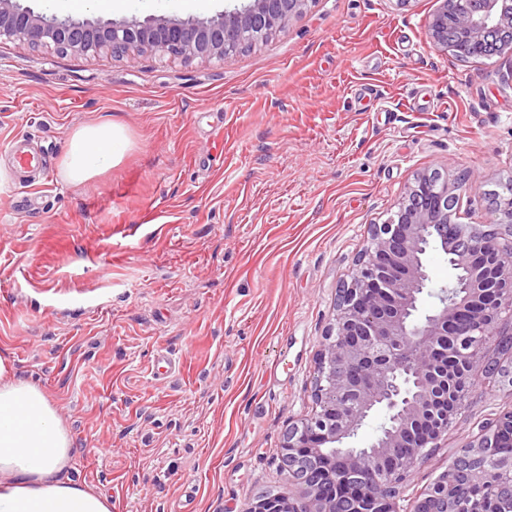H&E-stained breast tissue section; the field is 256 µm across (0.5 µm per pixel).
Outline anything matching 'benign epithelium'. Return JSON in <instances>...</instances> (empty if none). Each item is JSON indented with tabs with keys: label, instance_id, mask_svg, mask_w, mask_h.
Wrapping results in <instances>:
<instances>
[{
	"label": "benign epithelium",
	"instance_id": "benign-epithelium-1",
	"mask_svg": "<svg viewBox=\"0 0 512 512\" xmlns=\"http://www.w3.org/2000/svg\"><path fill=\"white\" fill-rule=\"evenodd\" d=\"M310 0H246L211 17L153 15L123 21L59 19L20 0H0V43L20 52L138 56L189 65H226L244 50L288 30ZM427 24L432 45L457 54L479 51L495 28L512 27V0H437ZM477 178L436 182L421 173L397 211L371 230L350 281L338 288L335 314L317 360L313 412L288 426L280 464L299 484L297 498L256 497L246 512H399L400 489L422 450L436 448L461 409L465 393L448 394L453 349L470 376L508 374L512 384V216L491 214L496 228L462 224L448 247V204ZM453 270L440 287V306L423 313L431 293L426 255L433 246ZM507 356L511 369L487 354ZM385 413L364 447L345 442L368 418ZM512 410L488 422L462 456L412 501L409 512H465L471 490L492 475L512 480Z\"/></svg>",
	"mask_w": 512,
	"mask_h": 512
}]
</instances>
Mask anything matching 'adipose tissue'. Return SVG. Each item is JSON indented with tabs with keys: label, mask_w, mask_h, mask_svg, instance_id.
<instances>
[{
	"label": "adipose tissue",
	"mask_w": 512,
	"mask_h": 512,
	"mask_svg": "<svg viewBox=\"0 0 512 512\" xmlns=\"http://www.w3.org/2000/svg\"><path fill=\"white\" fill-rule=\"evenodd\" d=\"M129 146L123 126L105 119L81 126L62 161L72 185L117 165ZM74 442L41 389L0 357V512H112L111 500L73 481Z\"/></svg>",
	"instance_id": "obj_1"
}]
</instances>
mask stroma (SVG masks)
<instances>
[{
	"label": "stroma",
	"mask_w": 512,
	"mask_h": 512,
	"mask_svg": "<svg viewBox=\"0 0 512 512\" xmlns=\"http://www.w3.org/2000/svg\"><path fill=\"white\" fill-rule=\"evenodd\" d=\"M228 0H76L72 18L212 16ZM436 0H310L234 61L18 52L0 44V356L74 440L69 476L112 512H245L299 496L282 435L308 414L336 290L417 174L490 222L512 178V57L430 43ZM131 145L79 186L61 162L103 118ZM40 167L15 170L14 147ZM22 287H15V280ZM176 364L153 375L158 354ZM512 387L483 378L408 480L430 485Z\"/></svg>",
	"instance_id": "1"
}]
</instances>
